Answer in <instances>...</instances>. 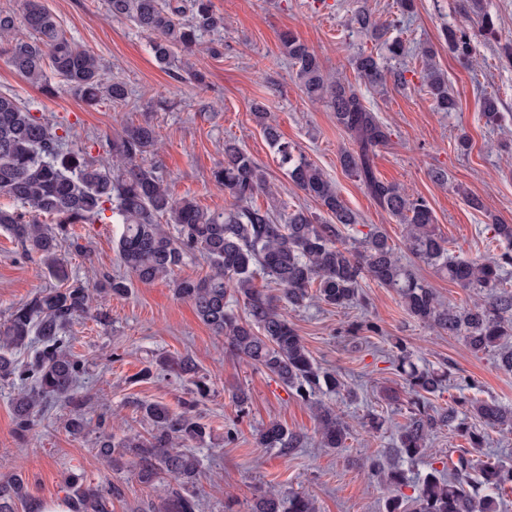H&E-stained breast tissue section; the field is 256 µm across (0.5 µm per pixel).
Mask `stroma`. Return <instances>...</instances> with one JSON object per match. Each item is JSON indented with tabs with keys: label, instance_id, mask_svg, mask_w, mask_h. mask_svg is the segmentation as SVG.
<instances>
[{
	"label": "stroma",
	"instance_id": "obj_1",
	"mask_svg": "<svg viewBox=\"0 0 512 512\" xmlns=\"http://www.w3.org/2000/svg\"><path fill=\"white\" fill-rule=\"evenodd\" d=\"M211 2L224 16V30L204 35V52L188 59L203 73L202 82L172 79L151 53L148 34L128 19L113 17L104 0H42L68 39L126 83L128 97L121 103L91 105L57 77L52 80L54 94H46L21 76L1 51L0 92L15 95L34 113L55 116L69 128L74 143L88 146L92 156L102 159L107 141L125 125L150 122L158 132V146L148 163L156 166L174 197L195 199L211 211L231 205L212 182L211 171L224 160L225 140L236 139L266 177L267 188L254 196L253 206L271 209L281 224L295 209L328 223L330 217L319 202L278 165L252 114L253 104L263 105L283 139L322 170L356 214L357 224L344 231L347 240L362 238L376 227L394 244H402L403 225L382 211L363 182L340 164L342 152L356 150V143L337 125L326 102L310 100L301 91L296 69L281 45L283 35L291 32L390 127L389 143L371 155L373 172L379 180L429 202L451 257L470 259L485 253L490 224H512V64L499 56L501 44L512 41V0H414L409 14L399 10L397 0ZM361 9L380 19L387 38L404 40L405 56L390 57L382 41L357 32L352 17ZM486 13L495 21L497 40H484L480 34ZM459 26L474 36L475 57L469 64L449 51L445 39L447 29ZM423 46L435 52V65L457 101L454 111L438 110L426 92L417 58ZM362 52L378 59L386 74L383 85L371 86L358 75L352 60ZM486 94L499 100L498 123H487L482 113ZM463 136L469 140L465 151L458 145ZM436 171L446 174V182L433 180ZM471 196L480 200V208L468 204ZM75 231L88 252H65L71 275L92 284L103 272L123 273L115 251L120 225L79 224ZM57 285L38 258L25 256L0 229V321L14 305ZM361 286L368 306L340 309L314 299L287 313L314 360L339 371L357 394L353 401L343 393L324 397L349 426L343 448L321 447L309 407L274 377L231 354L223 337L203 324L191 302L178 298L165 280L134 283L128 295L107 300L106 321L88 318L71 327L74 350L89 363L82 392L90 397L93 410L110 415L114 433L131 426L147 430L135 402H161L175 409L190 384L164 374L141 380L138 372L162 355H191L210 388L197 408L210 434L194 446L206 473L201 512H247L260 489L306 494L314 499L316 512H385L396 490L369 472L367 462L392 448L396 426L404 421V407L388 399L389 391L402 386L389 360L393 341L406 343L426 367L451 363L455 378L476 383L477 397L511 407L512 373L500 370L491 355L474 356L459 338L413 318L394 289L369 278ZM364 320L375 323L377 332L360 329ZM240 388L250 396L243 416L232 399ZM13 394V387L0 381V481L21 475L39 502L51 503L63 499L69 474L83 476L90 485L109 480L122 491L114 512H139L143 502L162 494V487H146L131 473H111L97 454L96 429L80 435L67 432L69 410L62 405L41 417L28 441L19 440L10 410ZM372 411L387 419L377 439L368 438L362 428ZM273 421L306 434L308 444L290 455L259 447L258 430ZM229 430L237 435L231 443L225 439ZM465 446L463 439L444 429L432 440V456L402 461L401 467L415 480Z\"/></svg>",
	"mask_w": 512,
	"mask_h": 512
}]
</instances>
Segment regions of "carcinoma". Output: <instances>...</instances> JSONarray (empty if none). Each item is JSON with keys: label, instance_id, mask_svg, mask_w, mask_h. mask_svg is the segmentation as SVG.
I'll list each match as a JSON object with an SVG mask.
<instances>
[{"label": "carcinoma", "instance_id": "cac0c4a2", "mask_svg": "<svg viewBox=\"0 0 512 512\" xmlns=\"http://www.w3.org/2000/svg\"><path fill=\"white\" fill-rule=\"evenodd\" d=\"M104 2L113 16L129 19L152 36L153 56L173 78L202 79L200 72L182 63V56L197 49L202 33L224 29V16L213 9L211 0ZM23 6L30 30L25 38L16 34L15 14L0 10V41L7 43L8 60L19 74L53 92L46 75L49 67L88 102L126 100V86L112 80L94 54L65 37L42 0H23ZM353 24L371 38L383 35V25L362 10L354 14ZM446 40L459 59L472 58L475 47L468 29H450ZM283 47L297 67L306 95L326 100L336 123L358 146L341 154L343 168L361 178L377 205L405 225L404 245L413 258L433 266L441 277L474 293L477 300L465 308L445 304L400 261L394 245L379 230L345 246L343 229L356 223L354 213L323 172L267 123L260 105L254 107V116L279 164L300 190L319 201L333 223L317 224L306 211L296 210L288 215V223L277 224L272 213L249 206L266 180L253 157L233 140L224 141V162L212 171L215 184L232 198V207L209 211L192 198L173 197L156 169L146 163L157 143L150 123L127 126L109 144L112 161L105 162L93 157L87 147L69 142V128L54 116H38L16 96L0 92V196L23 207L21 212L0 208V226L60 282V287L15 307L0 323V379L17 387L11 409L18 437L32 434L47 408L58 402L70 408L69 433L77 435L88 427L89 399L79 393L86 364L71 351L66 332L90 314L97 300L126 294L130 281L104 273L92 289L69 275L61 248L67 242L74 251H84L70 225L93 224L107 211L122 224L117 252L126 271L145 284L172 281L175 294L192 303L198 318L224 337L231 353L273 375L314 409L316 433L326 448L345 447L348 428L320 396L339 392L345 384L338 373L323 369L312 358L288 321L283 302L296 309L315 296L336 308L359 304L361 281L369 277L395 289L417 320L460 338L475 356L493 354L498 368L512 373V288L506 281L512 267V224L490 225L492 239L504 244L503 249L469 260L448 257L447 241L436 230L428 201L412 198L373 174L370 154L390 141V128L341 78H329L321 59L299 38L288 34ZM433 56L431 48L421 49L428 91L439 109L451 112L456 101L448 94L447 80L434 68ZM354 65L369 83L383 82V71L373 56L361 53ZM482 112L486 122L498 123V99L484 96ZM42 216L54 219V225L40 223ZM198 253L209 262V273L200 278L175 277L176 270ZM259 272L282 286L283 296L257 287ZM314 284L312 295L309 289ZM235 296L244 302L243 316L230 307ZM31 348L30 359L15 358ZM395 348L391 364L404 381V395L394 392L389 399L409 406L392 448L397 458L426 456L431 435L444 428L464 438L474 450L484 447L489 429L512 432V408L496 401L463 396L454 406L434 405L433 397L444 388L448 371L419 367L400 341ZM157 366L188 381L190 398L181 402L179 411L159 402L137 403V411L149 422L144 432L111 435L109 416L98 414L97 452L113 471L119 474L128 468L145 486L170 479L164 494L144 504L142 512H200L202 464L186 443L202 441L207 435L194 409L210 388L189 356L165 355ZM257 443L290 455L304 447L305 439L272 422L259 431ZM368 469L391 487L408 484L405 471L386 453L369 459ZM508 490H512V467L463 453L446 474L430 467L418 479L415 496L389 498L386 512H499L500 496ZM120 497L121 489L115 484L94 488L73 476L66 486L71 512H112ZM20 506L25 512H38V500L23 478L16 475L0 481V512H18ZM249 512H315V507L301 493L262 491L253 498Z\"/></svg>", "mask_w": 512, "mask_h": 512}]
</instances>
